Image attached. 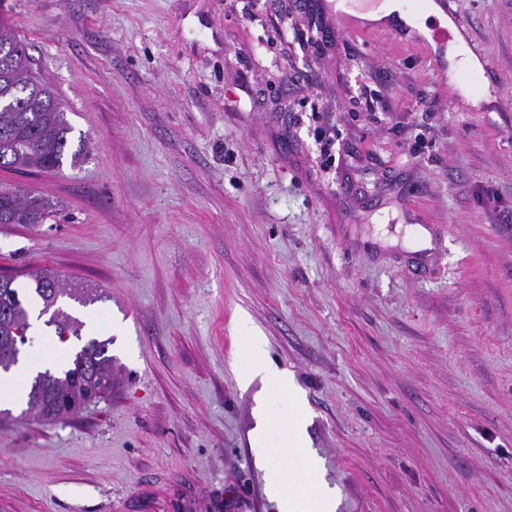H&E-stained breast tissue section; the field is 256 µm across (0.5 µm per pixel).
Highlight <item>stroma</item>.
Segmentation results:
<instances>
[{
    "label": "stroma",
    "instance_id": "stroma-1",
    "mask_svg": "<svg viewBox=\"0 0 512 512\" xmlns=\"http://www.w3.org/2000/svg\"><path fill=\"white\" fill-rule=\"evenodd\" d=\"M450 6L492 64L479 99L456 50L438 72L407 32L317 48L296 0H0L90 146L0 171L62 206L0 224V275L104 289L70 303L69 346L111 339L116 377L55 422L0 409V512H140L139 484L173 477L196 512H279L244 313L336 512H512V0ZM238 327L241 331L248 332L246 336L249 341L253 357L244 363L238 371V383L247 388L256 379L260 378L264 387H275L279 391L286 393L292 400L298 398L297 392L288 377L283 372H279L268 364L264 359L259 360L260 354L264 353L265 342L262 336L249 332V326L246 318L240 317Z\"/></svg>",
    "mask_w": 512,
    "mask_h": 512
}]
</instances>
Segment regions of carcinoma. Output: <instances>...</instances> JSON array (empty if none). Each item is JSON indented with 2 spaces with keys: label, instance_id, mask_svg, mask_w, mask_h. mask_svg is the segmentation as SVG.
Segmentation results:
<instances>
[{
  "label": "carcinoma",
  "instance_id": "obj_1",
  "mask_svg": "<svg viewBox=\"0 0 512 512\" xmlns=\"http://www.w3.org/2000/svg\"><path fill=\"white\" fill-rule=\"evenodd\" d=\"M9 59L0 62V169L18 174L56 172L65 154L71 166L83 159L85 141L69 152L72 125L66 117L58 91L45 78L34 73L27 46L10 26L0 23V50ZM60 201L31 194L0 183V224H46L57 218ZM34 292L42 303L39 316L54 327L57 336L64 331L81 339L84 322L58 306L68 297L83 305L103 297L99 287L70 288L49 269L28 272ZM15 278L0 279V366L17 363V340L31 327L29 312L14 286ZM112 339H89L75 353L72 366L57 373L41 372L42 379L31 382L26 412L43 421L60 420L93 400L112 394Z\"/></svg>",
  "mask_w": 512,
  "mask_h": 512
}]
</instances>
